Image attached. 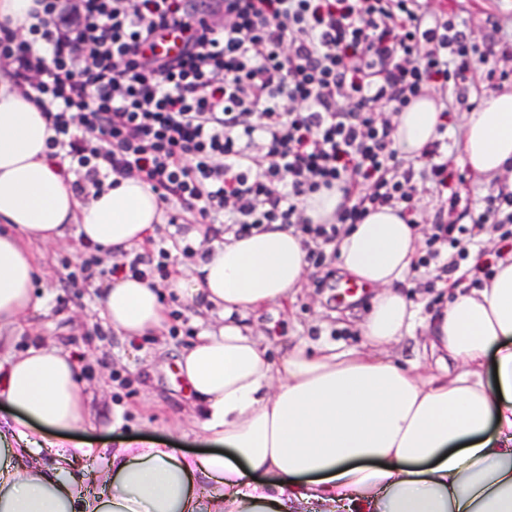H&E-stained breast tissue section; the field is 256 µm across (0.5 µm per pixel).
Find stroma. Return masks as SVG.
Wrapping results in <instances>:
<instances>
[{
    "instance_id": "stroma-1",
    "label": "stroma",
    "mask_w": 512,
    "mask_h": 512,
    "mask_svg": "<svg viewBox=\"0 0 512 512\" xmlns=\"http://www.w3.org/2000/svg\"><path fill=\"white\" fill-rule=\"evenodd\" d=\"M431 5L439 13L464 22L479 40L492 37L489 20L493 17L512 30V7L502 0H432ZM496 61V56L490 55L472 62L480 89L463 92L444 132L448 190L461 193L467 203L442 209L439 195L430 186H422L416 215L421 234H428L439 209L447 223L470 224L472 216L483 209L486 196L506 187L507 177L478 178L456 161L464 117L480 103L481 93L490 92L486 74L495 68ZM30 249L41 268L34 280L36 307L20 326L0 330V345L23 352L37 340L74 358L84 386L87 417L67 439V446L108 448L117 438H151L174 442L187 451L201 449L188 424L175 420L191 402L177 374L176 361L208 326L211 315L188 307L184 301H171L168 309L180 313L176 332H165L160 341L145 337L127 340L103 317L98 287L91 284L76 292L62 287L64 260L84 249L75 228H68L56 245L34 243ZM432 279V274L413 270L401 285L402 293L426 316L439 313L451 300L447 289L432 287ZM344 280L340 271L321 288L308 281L287 308L272 304L248 316L246 323L254 335L268 342L271 359L281 358L295 344L310 351L324 344L343 350L361 348L362 325L376 293L368 290L348 299L342 288Z\"/></svg>"
}]
</instances>
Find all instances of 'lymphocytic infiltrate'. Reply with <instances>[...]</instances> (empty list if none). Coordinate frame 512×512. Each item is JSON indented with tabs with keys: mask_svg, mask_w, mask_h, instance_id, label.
Masks as SVG:
<instances>
[{
	"mask_svg": "<svg viewBox=\"0 0 512 512\" xmlns=\"http://www.w3.org/2000/svg\"><path fill=\"white\" fill-rule=\"evenodd\" d=\"M30 16L24 38L0 28V65L36 93L48 156L77 165L76 193L136 176L187 223L237 237L295 227L319 269L345 225L382 207L414 215L418 180L446 186L440 142L401 153L392 117L430 93L452 111L472 61L493 51L425 0H212L204 12L192 0H34ZM167 31L182 38L173 55L157 50ZM323 189L344 202L334 222L316 224L302 204ZM489 222L512 238V194L488 196L469 226L435 213L418 267L446 248L466 258ZM171 259L163 241L108 265L91 251L67 264L65 283L128 274L167 288Z\"/></svg>",
	"mask_w": 512,
	"mask_h": 512,
	"instance_id": "obj_1",
	"label": "lymphocytic infiltrate"
}]
</instances>
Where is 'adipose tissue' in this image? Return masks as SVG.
Listing matches in <instances>:
<instances>
[{
    "label": "adipose tissue",
    "instance_id": "obj_1",
    "mask_svg": "<svg viewBox=\"0 0 512 512\" xmlns=\"http://www.w3.org/2000/svg\"><path fill=\"white\" fill-rule=\"evenodd\" d=\"M443 119L414 100L395 119L401 150L419 155ZM39 106L0 72V328L33 306L30 243L50 246L68 226L115 252L147 244L162 207L136 177L79 201L47 157ZM459 160L471 171L512 172V92L470 110ZM418 235L395 209L370 212L339 242L342 268L376 290L362 349L316 353L295 345L271 361L249 314L307 283V251L278 224L213 246L177 292L216 314L178 361L193 396L189 419L217 444L192 455L145 441L113 448L44 446L26 424L61 431L84 423L77 366L55 348L0 356V400L21 417L0 431V512H512V255L494 259L484 287L456 293L420 316L397 284ZM103 314L121 335L160 336L168 309L158 289L131 277L105 288ZM421 333L423 364L388 349ZM96 462L92 482L76 458Z\"/></svg>",
    "mask_w": 512,
    "mask_h": 512
}]
</instances>
